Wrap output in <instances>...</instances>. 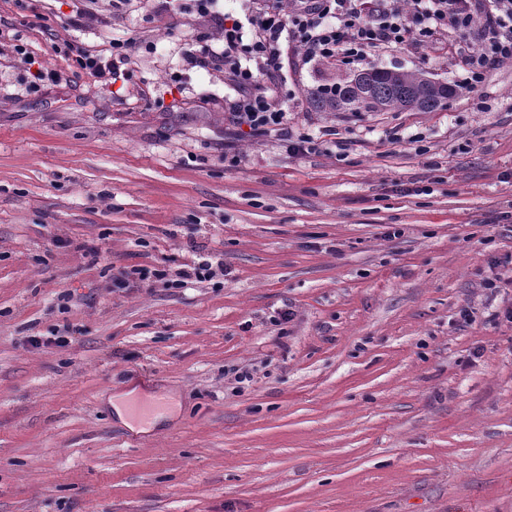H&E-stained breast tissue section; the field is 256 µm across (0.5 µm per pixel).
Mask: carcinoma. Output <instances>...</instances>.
Returning a JSON list of instances; mask_svg holds the SVG:
<instances>
[{
	"instance_id": "carcinoma-1",
	"label": "carcinoma",
	"mask_w": 512,
	"mask_h": 512,
	"mask_svg": "<svg viewBox=\"0 0 512 512\" xmlns=\"http://www.w3.org/2000/svg\"><path fill=\"white\" fill-rule=\"evenodd\" d=\"M362 77L374 81L368 96H362L360 87L349 79L336 84L330 95L314 92L313 108L318 112H402L413 105L420 112H435L441 99L458 95L456 86L427 83L423 75L414 72L373 68Z\"/></svg>"
}]
</instances>
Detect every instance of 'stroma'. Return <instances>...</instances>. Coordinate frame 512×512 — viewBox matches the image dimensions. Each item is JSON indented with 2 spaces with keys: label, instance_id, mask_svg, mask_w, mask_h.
Listing matches in <instances>:
<instances>
[{
  "label": "stroma",
  "instance_id": "1",
  "mask_svg": "<svg viewBox=\"0 0 512 512\" xmlns=\"http://www.w3.org/2000/svg\"><path fill=\"white\" fill-rule=\"evenodd\" d=\"M101 7L0 0L66 78L30 90L0 47V512H512V65L435 112L311 93L374 66L461 83L448 31L287 70L325 141L293 154L235 138L232 90L184 70L207 22ZM128 38L154 48L115 93L54 49ZM144 376L180 408L133 441L109 400Z\"/></svg>",
  "mask_w": 512,
  "mask_h": 512
}]
</instances>
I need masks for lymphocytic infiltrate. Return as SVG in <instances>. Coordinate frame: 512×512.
<instances>
[{"mask_svg":"<svg viewBox=\"0 0 512 512\" xmlns=\"http://www.w3.org/2000/svg\"><path fill=\"white\" fill-rule=\"evenodd\" d=\"M243 16L221 12L219 0H161L160 11L210 22L205 45L188 43L187 69L223 79L233 87L227 104L235 129L272 134L294 154L319 150L312 136L294 134L286 110L288 94L273 82L283 69L284 46L297 60L347 64L391 46H425L440 30L471 40L465 87L475 91L491 70L512 63V0H246ZM142 48L134 39L75 55L80 69L104 85L124 79Z\"/></svg>","mask_w":512,"mask_h":512,"instance_id":"f902f5d3","label":"lymphocytic infiltrate"}]
</instances>
